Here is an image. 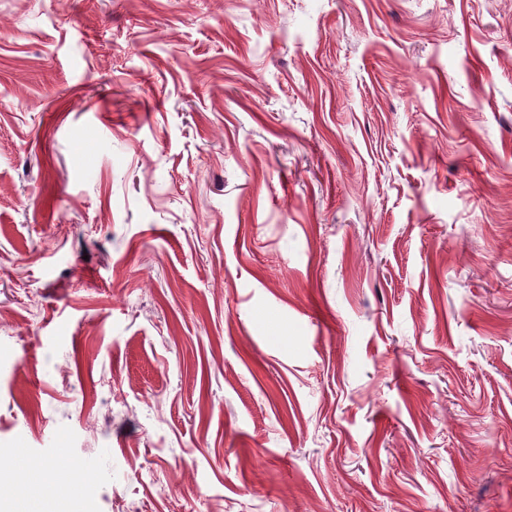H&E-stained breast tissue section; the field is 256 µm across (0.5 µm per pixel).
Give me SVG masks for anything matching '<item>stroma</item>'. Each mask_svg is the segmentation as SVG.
<instances>
[{"label": "stroma", "instance_id": "obj_1", "mask_svg": "<svg viewBox=\"0 0 512 512\" xmlns=\"http://www.w3.org/2000/svg\"><path fill=\"white\" fill-rule=\"evenodd\" d=\"M80 512H512V0H0V450Z\"/></svg>", "mask_w": 512, "mask_h": 512}]
</instances>
